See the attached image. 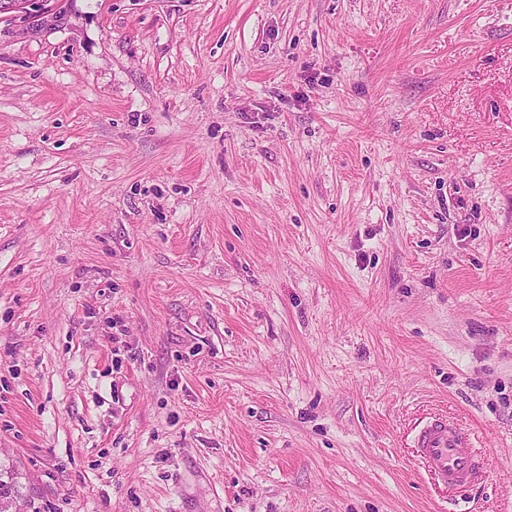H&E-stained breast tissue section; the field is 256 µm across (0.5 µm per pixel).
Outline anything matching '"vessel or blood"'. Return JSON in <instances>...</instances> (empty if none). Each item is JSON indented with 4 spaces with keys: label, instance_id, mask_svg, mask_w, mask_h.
Masks as SVG:
<instances>
[{
    "label": "vessel or blood",
    "instance_id": "vessel-or-blood-1",
    "mask_svg": "<svg viewBox=\"0 0 512 512\" xmlns=\"http://www.w3.org/2000/svg\"><path fill=\"white\" fill-rule=\"evenodd\" d=\"M476 436L459 425L437 418L418 431L415 446L428 469L457 493L466 489L480 468L473 451Z\"/></svg>",
    "mask_w": 512,
    "mask_h": 512
}]
</instances>
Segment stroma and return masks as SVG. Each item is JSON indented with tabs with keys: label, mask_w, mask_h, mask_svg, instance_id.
Instances as JSON below:
<instances>
[{
	"label": "stroma",
	"mask_w": 512,
	"mask_h": 512,
	"mask_svg": "<svg viewBox=\"0 0 512 512\" xmlns=\"http://www.w3.org/2000/svg\"><path fill=\"white\" fill-rule=\"evenodd\" d=\"M0 20V463L41 512H512V0ZM470 428L449 499L413 446Z\"/></svg>",
	"instance_id": "1"
}]
</instances>
